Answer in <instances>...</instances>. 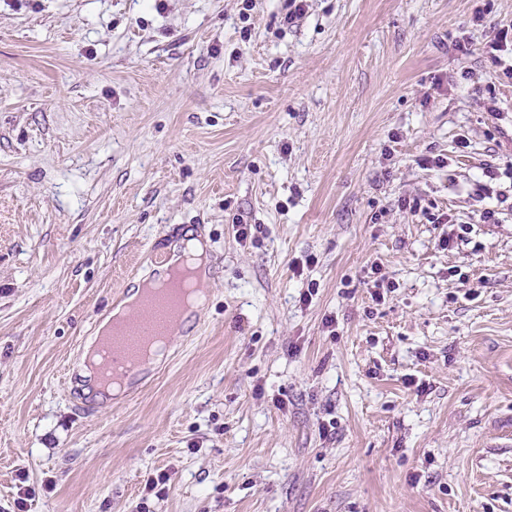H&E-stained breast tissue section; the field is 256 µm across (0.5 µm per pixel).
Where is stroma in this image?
<instances>
[{
	"instance_id": "stroma-1",
	"label": "stroma",
	"mask_w": 512,
	"mask_h": 512,
	"mask_svg": "<svg viewBox=\"0 0 512 512\" xmlns=\"http://www.w3.org/2000/svg\"><path fill=\"white\" fill-rule=\"evenodd\" d=\"M287 4L0 0V512H512V0ZM187 230L195 337L84 394ZM510 31V40L508 35ZM508 42L512 46V26L501 28L489 32L488 40L485 43L484 53L487 55L488 60L492 65L502 66L503 61L495 52H503L507 50Z\"/></svg>"
}]
</instances>
